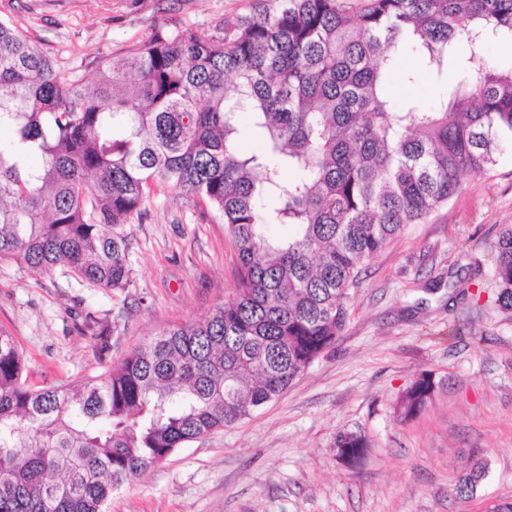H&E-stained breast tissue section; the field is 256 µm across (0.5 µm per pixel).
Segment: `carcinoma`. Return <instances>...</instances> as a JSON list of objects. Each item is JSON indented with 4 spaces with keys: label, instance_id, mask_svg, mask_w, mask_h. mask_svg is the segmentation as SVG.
Masks as SVG:
<instances>
[{
    "label": "carcinoma",
    "instance_id": "obj_1",
    "mask_svg": "<svg viewBox=\"0 0 512 512\" xmlns=\"http://www.w3.org/2000/svg\"><path fill=\"white\" fill-rule=\"evenodd\" d=\"M512 0H266L202 39L155 30L123 56L69 79L0 20V260L22 259L80 285L130 283L116 227L153 188L217 210L238 251L234 297L207 319L162 330L106 377L34 387L0 328V512H105L112 492L174 449L273 401L343 331L358 267L512 151ZM439 79L432 107L401 108L388 87L407 49ZM263 146L239 148L238 116ZM294 227L265 233L268 219ZM495 302L512 310V225L493 244ZM99 350L110 329L91 314ZM437 384L418 374L403 421ZM359 457L362 437L340 436ZM478 459L453 493L474 498Z\"/></svg>",
    "mask_w": 512,
    "mask_h": 512
}]
</instances>
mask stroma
Listing matches in <instances>:
<instances>
[{
	"label": "stroma",
	"instance_id": "1",
	"mask_svg": "<svg viewBox=\"0 0 512 512\" xmlns=\"http://www.w3.org/2000/svg\"><path fill=\"white\" fill-rule=\"evenodd\" d=\"M258 0H0L11 22L65 76L122 55L155 28L220 35ZM415 72L408 83L406 72ZM446 86L415 52L390 84L396 106H432ZM512 224V154L462 188L425 223L406 225L367 261L349 318L278 398L249 419L175 449L114 491L108 512H487L512 500V311L495 302L491 244ZM131 283L106 291L63 270L38 273L0 261V328L17 340L33 385H76L105 375L163 329L199 322L232 299L237 250L211 208L154 190L120 225ZM111 330L99 354L85 315ZM432 372L427 409L403 421L395 406L412 379ZM369 447L341 457L339 435ZM483 459L475 498L452 496L457 474Z\"/></svg>",
	"mask_w": 512,
	"mask_h": 512
}]
</instances>
